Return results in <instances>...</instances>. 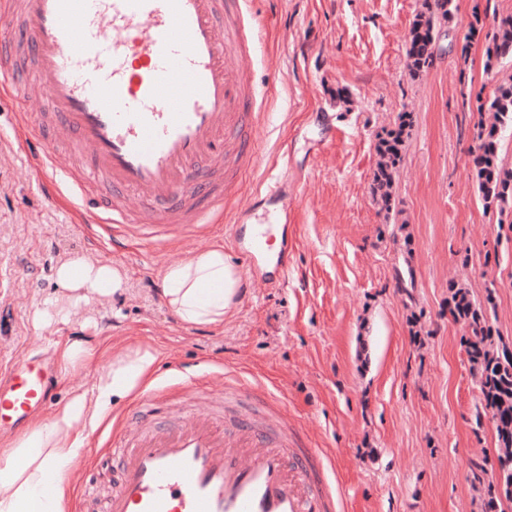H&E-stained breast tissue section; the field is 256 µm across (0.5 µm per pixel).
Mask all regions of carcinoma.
I'll list each match as a JSON object with an SVG mask.
<instances>
[{
	"instance_id": "cac0c4a2",
	"label": "carcinoma",
	"mask_w": 512,
	"mask_h": 512,
	"mask_svg": "<svg viewBox=\"0 0 512 512\" xmlns=\"http://www.w3.org/2000/svg\"><path fill=\"white\" fill-rule=\"evenodd\" d=\"M457 11L456 0H423L421 9L409 31L406 47L407 69L411 78H418L434 63L435 36L450 25ZM484 65L491 72L504 60H512V16L500 19L492 33L484 37ZM477 111L488 109L494 121H478L473 126L474 162L472 174L483 206L498 216V223L512 225V165L504 162L500 153V131L512 126V80L498 82L487 101L476 98ZM409 123L401 117L393 127L378 135L375 151L378 156L370 184L372 196L386 212L387 222L397 224L402 211L394 204V176L408 137ZM455 317L469 329L471 342L483 348V357L473 363L481 392L490 393L494 402L484 410L495 425L499 464L497 488L506 500L512 501V351L492 340V330L486 326V314L493 307V298L474 302L460 288L454 294Z\"/></svg>"
}]
</instances>
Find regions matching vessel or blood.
<instances>
[{
  "mask_svg": "<svg viewBox=\"0 0 512 512\" xmlns=\"http://www.w3.org/2000/svg\"><path fill=\"white\" fill-rule=\"evenodd\" d=\"M249 0H0V86L33 81L23 114L49 117L41 167L94 209L109 243L127 225L148 245L198 232L224 210L247 170L256 100L240 50ZM73 143L81 168L58 163ZM254 203L270 224L239 221L232 244L254 280L288 274V194ZM56 374L33 358L0 372V433L47 410ZM115 434L120 457L106 512H342L325 466L286 431L228 425L223 411L194 409Z\"/></svg>",
  "mask_w": 512,
  "mask_h": 512,
  "instance_id": "obj_1",
  "label": "vessel or blood"
}]
</instances>
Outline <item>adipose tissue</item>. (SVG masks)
Masks as SVG:
<instances>
[{"mask_svg": "<svg viewBox=\"0 0 512 512\" xmlns=\"http://www.w3.org/2000/svg\"><path fill=\"white\" fill-rule=\"evenodd\" d=\"M53 281L55 293L34 310L35 328L49 326L57 317L70 318L90 303L104 302L127 284L118 268L80 256L57 265ZM241 284V273L223 248L209 246L167 265L161 291L183 323L220 325L236 311ZM154 362L147 349L116 355L96 375L91 395L75 396L49 421L34 423L16 445L0 448V512H62L65 478L81 453L76 428L93 423L133 391Z\"/></svg>", "mask_w": 512, "mask_h": 512, "instance_id": "adipose-tissue-1", "label": "adipose tissue"}]
</instances>
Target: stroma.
Instances as JSON below:
<instances>
[{"label": "stroma", "instance_id": "stroma-1", "mask_svg": "<svg viewBox=\"0 0 512 512\" xmlns=\"http://www.w3.org/2000/svg\"><path fill=\"white\" fill-rule=\"evenodd\" d=\"M455 39L419 79L406 37L421 0H253L259 38L253 84L264 116L252 133L256 171L216 216L230 228L253 192L282 184L298 245L286 281L247 288L231 323H182L160 294L169 254L223 248L228 237L184 234L167 249L125 242L110 254L91 213L66 183L50 187L14 95L0 93V367L41 353L60 361L75 342L89 353L60 377L51 406L89 390L121 350L150 349L148 378L95 426H79L82 454L65 512H92L81 484L108 491L110 441L145 394L167 423L184 409L227 406L224 373L254 390L257 425L297 429L318 454L348 512H483L494 476L495 428L454 321V288L493 297L494 341L512 348V229L486 212L461 132L462 93L489 97L512 61L485 71L483 42L466 41L512 14V0H457ZM344 89L348 102L336 101ZM407 113L397 170L400 224L370 194L376 137ZM81 256L127 276L126 290L81 316L37 329L36 305L53 295L57 263Z\"/></svg>", "mask_w": 512, "mask_h": 512}]
</instances>
